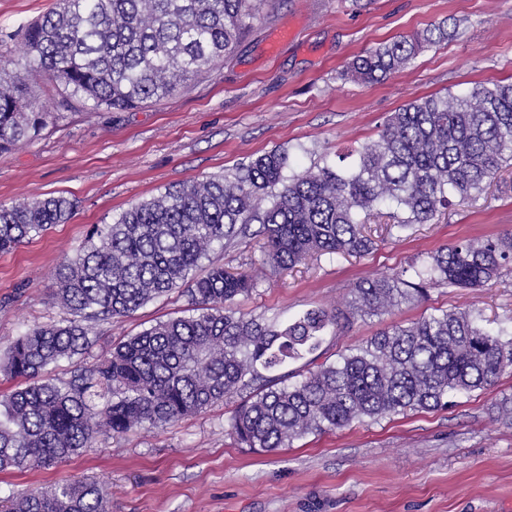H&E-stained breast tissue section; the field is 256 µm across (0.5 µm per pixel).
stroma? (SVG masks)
<instances>
[{
	"mask_svg": "<svg viewBox=\"0 0 512 512\" xmlns=\"http://www.w3.org/2000/svg\"><path fill=\"white\" fill-rule=\"evenodd\" d=\"M56 2L0 0V53L16 68L27 59L11 32ZM439 23L447 39L402 71L374 83L339 79L363 51ZM500 80L512 82V0H277L230 58L188 88L133 110L50 120L38 138L0 152V205L62 195L77 207L67 223L0 253V352L29 327L67 318L54 273L93 225L279 147L294 173L338 164L410 101ZM371 230L369 254L315 256L291 270L265 265L260 237L213 257L234 272L263 269L238 301L246 316L284 323L309 309L342 308L363 279L396 272L411 281L421 254L512 230V166L434 223L402 234L384 224ZM188 307L177 289L127 318L95 323L85 361ZM439 309H478L491 330L511 329L512 268L484 288L432 289L389 313L352 316L325 332L320 358L335 361L376 332ZM510 395L507 372L488 389L451 397L448 408L356 421L271 452L236 442L232 398L162 429L98 434L59 465L0 472V498L92 477L109 489L112 512H512V426L497 410Z\"/></svg>",
	"mask_w": 512,
	"mask_h": 512,
	"instance_id": "obj_1",
	"label": "stroma"
}]
</instances>
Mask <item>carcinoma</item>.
<instances>
[{"instance_id":"cac0c4a2","label":"carcinoma","mask_w":512,"mask_h":512,"mask_svg":"<svg viewBox=\"0 0 512 512\" xmlns=\"http://www.w3.org/2000/svg\"><path fill=\"white\" fill-rule=\"evenodd\" d=\"M272 0H57L13 33L29 67L60 86L55 109L127 110L189 87L229 57ZM448 36L438 25L356 57L348 75L377 81L404 69L425 45ZM0 56V151L47 126L27 76ZM512 161V82L467 95L415 99L384 121L349 168L313 166L285 176L288 151L239 164L231 175L175 186L97 224L55 272V296L70 318L29 328L0 358L21 385L0 400V471L61 463L102 431L115 438L164 428L239 396L230 431L258 452L312 433L448 406V396L496 384L512 370V332H492L479 312L442 310L381 330L338 360L310 366L325 331L345 313L311 309L281 325L241 314L236 304L258 275L210 260L214 245L262 236L269 259L291 269L314 254L364 255L367 219L392 205L391 227L430 224L450 197L481 195ZM75 204L64 196L0 206V252L54 224ZM260 224L258 230L251 225ZM206 274L195 275L202 261ZM512 265V231L458 241L420 261L410 283L383 274L360 282L348 313L383 314L432 288H482ZM187 286L191 314L160 321L92 363V324L120 319ZM74 361L66 381L48 367ZM305 361L291 375L284 366ZM107 487L62 481L0 500V512H110Z\"/></svg>"}]
</instances>
